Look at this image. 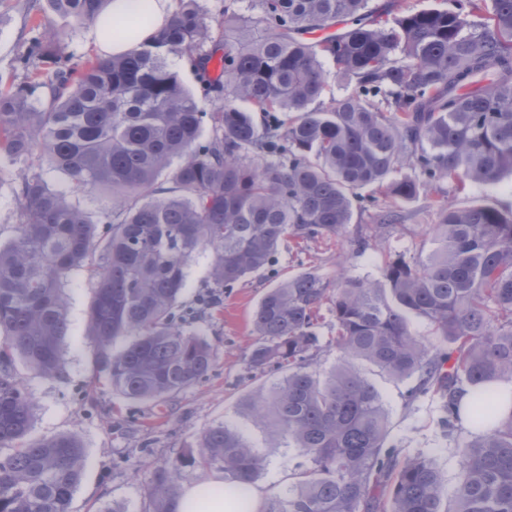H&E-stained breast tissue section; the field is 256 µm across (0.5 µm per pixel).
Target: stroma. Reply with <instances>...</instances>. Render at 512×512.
<instances>
[{"label": "stroma", "instance_id": "stroma-1", "mask_svg": "<svg viewBox=\"0 0 512 512\" xmlns=\"http://www.w3.org/2000/svg\"><path fill=\"white\" fill-rule=\"evenodd\" d=\"M69 30L67 20L54 13L47 0H0V84L23 80L17 57L29 39L41 30ZM66 50L76 62L95 56L93 26L69 30ZM41 169L49 186L66 187V177L40 168L38 159L14 160L0 153V243L16 235L18 203L14 179L25 169ZM431 192L403 207L404 221L370 237L373 223L368 211H355L343 241L316 240L282 243L277 258L280 278L315 269L329 278L340 271L368 279L380 278L385 260L413 259L428 253L432 244L429 204ZM95 280L87 268L74 271L63 286L69 329L63 339L64 371L44 377L23 371L33 401L31 434L79 435L86 465L72 501V512H152L150 485L157 466L176 452L196 444L202 433L222 422L236 424L248 440L265 454L266 470L256 485L264 498H272L288 484L289 452L274 447L269 435L237 413L239 398L264 382L249 372L247 355L255 339L251 318L273 282L255 276L224 292L219 304L206 310L191 328L214 346L210 371L192 387L161 403H144L112 392L95 379L93 346L87 336ZM390 417L393 438L405 455L432 456L448 484H455L457 457L453 442L444 440L437 426L439 411L429 400L404 407V381L375 376Z\"/></svg>", "mask_w": 512, "mask_h": 512}]
</instances>
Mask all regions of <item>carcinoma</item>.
<instances>
[{"label":"carcinoma","instance_id":"cac0c4a2","mask_svg":"<svg viewBox=\"0 0 512 512\" xmlns=\"http://www.w3.org/2000/svg\"><path fill=\"white\" fill-rule=\"evenodd\" d=\"M48 2L76 28L108 0ZM258 2L259 39L231 35L234 15L214 34L197 0H180L141 49L84 63L65 53L67 33L42 32L19 57L25 84L0 92V151L37 153L69 183L57 191L20 172L17 234L0 246V512H71L82 478L78 436L26 439L33 407L15 366L63 372L61 285L72 271L90 265L97 280L88 327L97 374L127 399L173 398L214 359L179 307L194 254L212 253L214 304L253 275L278 277L285 239H342L356 202L385 203L374 218L393 224L396 203L444 180L425 256L389 260L376 280L302 271L261 297L247 367L278 376L239 408L296 462L259 512H512V396L499 391L512 381V209L449 200L512 176V0H443L393 19L369 0ZM340 18L350 22L342 34L302 38ZM219 51L222 81L207 69ZM178 54L200 93L172 69ZM327 62L355 86L317 107ZM405 165L416 178L394 177ZM366 187L379 197L359 196ZM85 191L111 197L96 220L76 198ZM326 303L327 346L343 360L328 374L317 360ZM415 320L448 349L415 333ZM358 361L413 381L407 406L437 400L443 437L472 429L456 447L453 494L432 458L400 457ZM186 467L223 473L224 492L248 512L264 459L237 426H212L155 470L153 512H174Z\"/></svg>","mask_w":512,"mask_h":512}]
</instances>
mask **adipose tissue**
<instances>
[{
	"label": "adipose tissue",
	"instance_id": "adipose-tissue-1",
	"mask_svg": "<svg viewBox=\"0 0 512 512\" xmlns=\"http://www.w3.org/2000/svg\"><path fill=\"white\" fill-rule=\"evenodd\" d=\"M173 14V0H110L93 24L94 46L102 55H115L138 49L156 27ZM137 19L140 25L129 37L109 36L107 22ZM224 477L216 475L186 486L177 496L174 512H239L234 498L224 496Z\"/></svg>",
	"mask_w": 512,
	"mask_h": 512
}]
</instances>
